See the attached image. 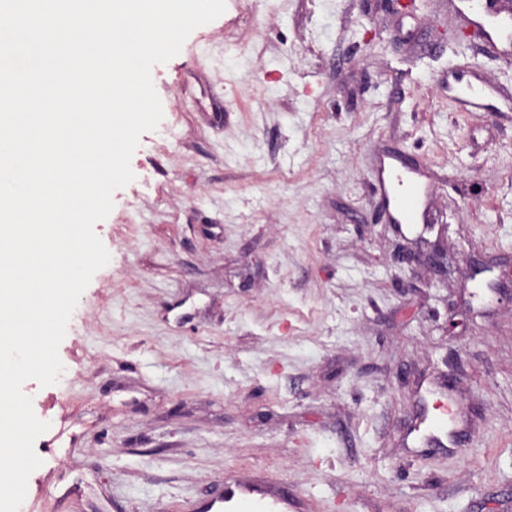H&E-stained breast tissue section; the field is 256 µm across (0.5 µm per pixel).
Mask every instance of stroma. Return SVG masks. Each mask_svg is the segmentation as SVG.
Returning <instances> with one entry per match:
<instances>
[{
  "label": "stroma",
  "instance_id": "obj_1",
  "mask_svg": "<svg viewBox=\"0 0 512 512\" xmlns=\"http://www.w3.org/2000/svg\"><path fill=\"white\" fill-rule=\"evenodd\" d=\"M463 23L453 0H226L153 67L163 119L95 226L111 259L58 382L23 385L50 427L20 512H193L231 474L302 512H512V112L448 89L512 94V65ZM386 154L426 224L389 220ZM444 398L467 437L434 449L412 427ZM451 77L455 98L467 106H479L480 103L495 92L494 88L480 75L474 73L470 78L463 80L454 74Z\"/></svg>",
  "mask_w": 512,
  "mask_h": 512
}]
</instances>
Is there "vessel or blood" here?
<instances>
[{
    "mask_svg": "<svg viewBox=\"0 0 512 512\" xmlns=\"http://www.w3.org/2000/svg\"><path fill=\"white\" fill-rule=\"evenodd\" d=\"M460 12L478 26L488 42L506 57H512V13L504 12L498 0H461ZM456 99L467 106H477L494 93L493 87L480 75L468 79L454 78ZM376 182L396 224H421L425 221L422 207L423 190L419 183L397 166L381 165ZM218 512H296L293 493L282 489L272 493L250 482H225L223 490L210 501Z\"/></svg>",
    "mask_w": 512,
    "mask_h": 512,
    "instance_id": "b4317fda",
    "label": "vessel or blood"
}]
</instances>
